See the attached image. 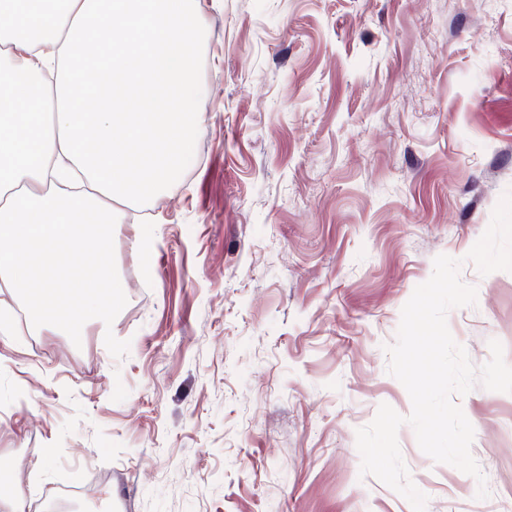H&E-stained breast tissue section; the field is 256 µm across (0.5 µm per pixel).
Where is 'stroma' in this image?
Segmentation results:
<instances>
[{"instance_id":"obj_1","label":"stroma","mask_w":512,"mask_h":512,"mask_svg":"<svg viewBox=\"0 0 512 512\" xmlns=\"http://www.w3.org/2000/svg\"><path fill=\"white\" fill-rule=\"evenodd\" d=\"M172 185L115 203L109 335L0 334V466L91 512H412L361 475L401 310L445 254L477 289L447 323L512 366V272L466 255L512 191V0H202ZM489 490L398 443L426 512H512V393L455 396Z\"/></svg>"}]
</instances>
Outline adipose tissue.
Masks as SVG:
<instances>
[{"label":"adipose tissue","instance_id":"1","mask_svg":"<svg viewBox=\"0 0 512 512\" xmlns=\"http://www.w3.org/2000/svg\"><path fill=\"white\" fill-rule=\"evenodd\" d=\"M0 16V288L108 333L123 302L112 204L162 194L200 119V0H0Z\"/></svg>","mask_w":512,"mask_h":512}]
</instances>
